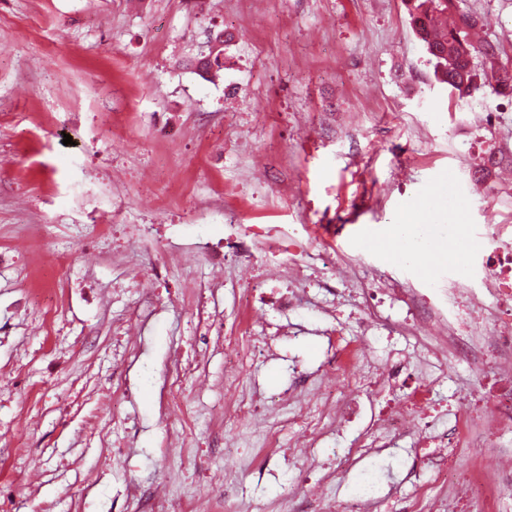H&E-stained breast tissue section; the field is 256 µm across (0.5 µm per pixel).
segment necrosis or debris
<instances>
[{
    "label": "necrosis or debris",
    "instance_id": "1",
    "mask_svg": "<svg viewBox=\"0 0 512 512\" xmlns=\"http://www.w3.org/2000/svg\"><path fill=\"white\" fill-rule=\"evenodd\" d=\"M243 232L244 240L233 244L237 258L243 262L251 259L246 239L274 241L275 252L283 256L276 273L279 279L288 282L289 288L274 292L273 304L283 312L300 306L301 300L292 285L305 278L308 266L293 254L287 230L273 224H248ZM486 267L488 274L482 290L463 288L458 293L466 308L479 305L481 296L495 298L496 310L482 334L471 324L438 315L429 292L411 288L397 291L399 302L412 318L410 324L404 325V333L430 341L431 354L440 370H447L448 357L452 354L465 355L477 362L490 357L496 363L495 385L482 393L481 418L485 426L482 445L487 449V458L482 463L481 475L464 474L456 465L459 448L470 439V411H459L447 431L420 434V422L430 406V381L418 378L404 358L397 359L390 368H378L371 375H362L360 368L368 349L361 343L347 348L343 357L326 360L324 370L331 386L318 397L315 407L299 412L290 420L269 421L265 397L244 391L239 385L256 348L252 328L261 314L252 304L264 284L258 276L239 296L246 307L244 319L224 334L225 417L248 425L268 423L270 440L259 454L261 460L277 454L276 438L280 432L292 431L307 463L312 464L321 441L352 421L356 409L349 391H365L375 413L363 428L357 446L350 450L351 459L382 454L394 439L414 433L418 436L414 455L427 463L423 471L409 467L406 481L410 490L401 497L397 512H499L504 499L512 500V448L503 447L500 442L504 432H512V252H492ZM450 484L455 485L458 493L452 501L442 496L444 486Z\"/></svg>",
    "mask_w": 512,
    "mask_h": 512
}]
</instances>
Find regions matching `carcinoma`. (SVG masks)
<instances>
[{"mask_svg": "<svg viewBox=\"0 0 512 512\" xmlns=\"http://www.w3.org/2000/svg\"><path fill=\"white\" fill-rule=\"evenodd\" d=\"M404 5L410 27L425 49L438 83L454 89L461 99L480 89L497 95L512 93V84L504 80L509 67L499 63V48L489 42L477 44L469 37L480 17L462 13L453 26L441 28L439 19L456 8V0H404ZM222 53L219 48L197 61L202 77L211 80L218 76Z\"/></svg>", "mask_w": 512, "mask_h": 512, "instance_id": "carcinoma-1", "label": "carcinoma"}]
</instances>
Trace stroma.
Segmentation results:
<instances>
[{
	"instance_id": "obj_1",
	"label": "stroma",
	"mask_w": 512,
	"mask_h": 512,
	"mask_svg": "<svg viewBox=\"0 0 512 512\" xmlns=\"http://www.w3.org/2000/svg\"><path fill=\"white\" fill-rule=\"evenodd\" d=\"M457 5L512 62V0ZM219 34L224 66L207 81L193 61ZM448 170L462 219L450 231L438 216L433 237L447 250L470 238L474 251L432 274L362 249ZM245 224L286 226L343 266L437 287L443 302L459 269L479 287L487 255L512 247V96L460 100L436 83L403 0H0V512H137L158 492L203 510L227 469L242 512H267L297 484L298 457L254 465L266 428L213 425L224 328L252 277L224 242ZM299 290L298 311L267 309L256 328L282 324L294 339L241 376L269 395L301 383L274 419L324 387L329 344L367 339L376 367L408 348L396 328L372 339L348 277L327 269ZM179 352L204 357L179 389L185 431L159 412ZM493 378L449 357L435 430ZM354 400L355 421L319 448L322 471L340 472L325 494L351 498L368 469L383 497L403 495L412 438L345 463L370 418Z\"/></svg>"
}]
</instances>
